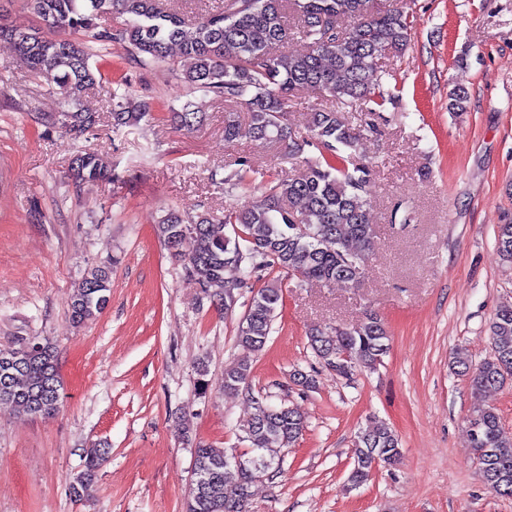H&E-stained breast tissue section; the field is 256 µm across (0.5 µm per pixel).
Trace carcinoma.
<instances>
[{
    "label": "carcinoma",
    "instance_id": "1",
    "mask_svg": "<svg viewBox=\"0 0 512 512\" xmlns=\"http://www.w3.org/2000/svg\"><path fill=\"white\" fill-rule=\"evenodd\" d=\"M374 0H221L186 29L185 21L167 12L162 0H27L40 26L26 31L0 27V40L14 44L32 74L58 96V118L70 134L81 137L101 123L98 114L80 108L81 94L98 82L110 45L122 46L143 66L161 63L178 50L173 71L188 92L224 101V142L245 137L284 147L281 162L294 163L305 148L314 150L296 174L268 181L261 199L224 215L202 211L185 216L165 215L157 225L164 245L178 252L190 237L193 251L184 259L187 279L203 295L231 309L240 291L251 293L237 327L236 344L248 352L266 346L283 304L282 278L300 283L360 282L374 238L369 223L366 185L378 160L357 158L364 135L378 131L386 105L396 98L393 70H378L386 53L399 54L410 38L413 21L398 7L373 10ZM112 13L128 17L125 27L109 30L100 20ZM341 17L353 25L339 31ZM299 34L309 44L305 54L288 52V41ZM310 89L334 98L339 107L310 113L309 135L298 142L286 119L288 97ZM112 97L110 128L120 135L149 115L144 102L134 100L126 77L108 82ZM364 113L353 126L348 113ZM248 114V124L239 114ZM170 121L192 131L203 115L191 108L173 112ZM224 177L230 188L253 172L246 157L234 160ZM79 180L112 178V169L94 152H81L71 161ZM496 253L512 263V224L497 231ZM271 278L259 288V273ZM112 268L90 269L70 297V317L83 324L109 303ZM491 355L472 360L462 346L455 349L451 370L468 379L475 398L468 432L484 483L496 494L512 498V434L505 432L495 409L480 402L482 393L512 382V304L501 306L490 326ZM309 346L323 365L341 377L374 371L388 352L389 335L381 317L367 312L355 325L325 326L310 336ZM251 364L243 359L224 370V392L249 387ZM61 381L53 348L34 338L19 348H0V402L27 415H48L60 406ZM253 412L241 425L249 452L237 464L229 451L200 443L194 448L196 470L185 512H245L258 469H277L279 449L302 436L305 421L299 410L275 403L269 395L252 397ZM354 466L348 477L357 487L373 469L400 461L395 431L385 424L360 430L352 449ZM105 452L85 459L84 469L71 482L79 500L89 496Z\"/></svg>",
    "mask_w": 512,
    "mask_h": 512
}]
</instances>
